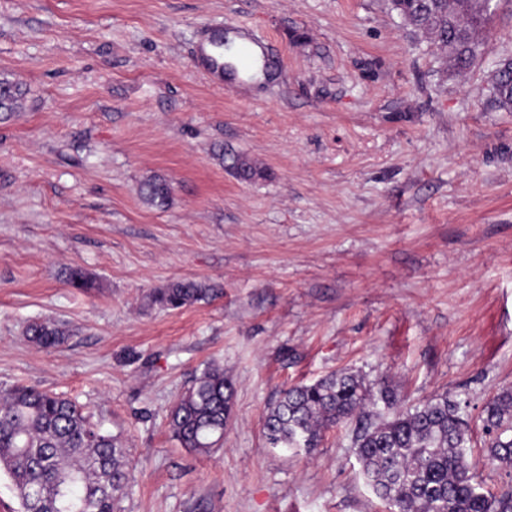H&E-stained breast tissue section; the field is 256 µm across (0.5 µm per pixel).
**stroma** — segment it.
Returning <instances> with one entry per match:
<instances>
[{"label": "stroma", "instance_id": "1", "mask_svg": "<svg viewBox=\"0 0 512 512\" xmlns=\"http://www.w3.org/2000/svg\"><path fill=\"white\" fill-rule=\"evenodd\" d=\"M492 6L461 78L389 0H0V76L28 91L0 118V390L64 395L122 435L117 512H388L350 427L310 453L264 437L283 389L342 369L407 406L468 400L477 480L512 488L480 421L512 387V112L488 85L512 0ZM223 27L267 39L269 78L211 82L195 46ZM155 175L163 208L138 193ZM181 279L216 293L149 303ZM42 320L67 342L30 344ZM211 363L235 397L206 457L166 414Z\"/></svg>", "mask_w": 512, "mask_h": 512}]
</instances>
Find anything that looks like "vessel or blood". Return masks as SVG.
I'll return each instance as SVG.
<instances>
[{
    "instance_id": "obj_1",
    "label": "vessel or blood",
    "mask_w": 512,
    "mask_h": 512,
    "mask_svg": "<svg viewBox=\"0 0 512 512\" xmlns=\"http://www.w3.org/2000/svg\"><path fill=\"white\" fill-rule=\"evenodd\" d=\"M264 40L246 29L230 34L226 46H218L213 41H205L198 49L200 62L214 80L231 88L242 80L256 62L266 59Z\"/></svg>"
}]
</instances>
